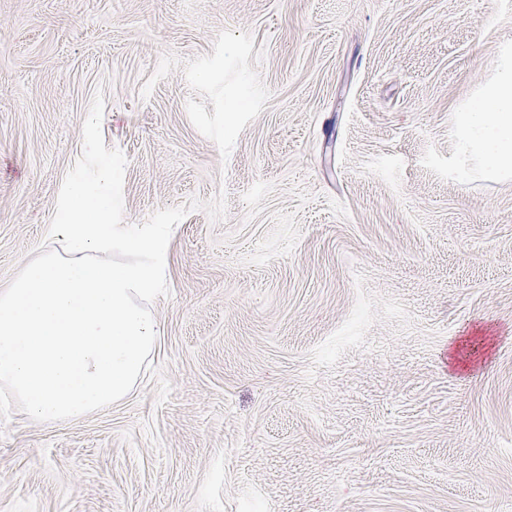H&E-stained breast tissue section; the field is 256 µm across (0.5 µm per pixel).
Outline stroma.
Wrapping results in <instances>:
<instances>
[{"mask_svg": "<svg viewBox=\"0 0 512 512\" xmlns=\"http://www.w3.org/2000/svg\"><path fill=\"white\" fill-rule=\"evenodd\" d=\"M512 0H0V289L103 92L124 221L189 213L128 396L0 421V512H512V177L455 114Z\"/></svg>", "mask_w": 512, "mask_h": 512, "instance_id": "stroma-1", "label": "stroma"}]
</instances>
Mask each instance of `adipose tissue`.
Masks as SVG:
<instances>
[{
  "label": "adipose tissue",
  "mask_w": 512,
  "mask_h": 512,
  "mask_svg": "<svg viewBox=\"0 0 512 512\" xmlns=\"http://www.w3.org/2000/svg\"><path fill=\"white\" fill-rule=\"evenodd\" d=\"M497 76L472 108L460 112L456 134L477 151L485 172L512 175V55H501Z\"/></svg>",
  "instance_id": "obj_1"
}]
</instances>
